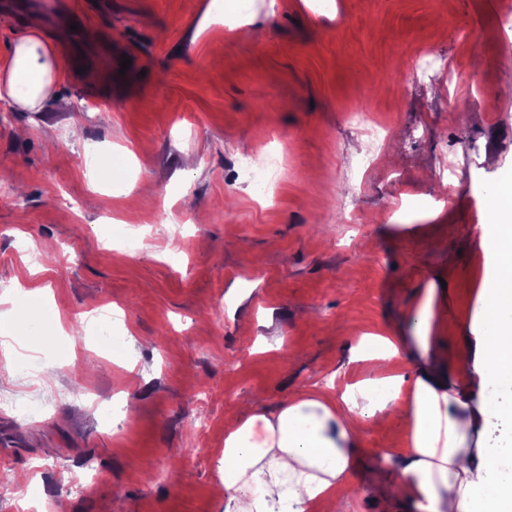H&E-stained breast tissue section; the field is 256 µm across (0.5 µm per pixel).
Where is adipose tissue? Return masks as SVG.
Instances as JSON below:
<instances>
[{"label": "adipose tissue", "mask_w": 512, "mask_h": 512, "mask_svg": "<svg viewBox=\"0 0 512 512\" xmlns=\"http://www.w3.org/2000/svg\"><path fill=\"white\" fill-rule=\"evenodd\" d=\"M63 37L28 30L0 66V101L44 111L61 75ZM480 226L486 266L470 319L472 341L445 357L437 336L435 286L402 312L396 335L365 345L387 373L345 387L294 393L270 413L255 412L224 432V512H312L350 499L365 423L404 410L408 450L389 472V506L409 512H512V477L498 471L489 439L512 403V187Z\"/></svg>", "instance_id": "ef3b65f1"}]
</instances>
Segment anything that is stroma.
Here are the masks:
<instances>
[{
  "instance_id": "35a3bbf8",
  "label": "stroma",
  "mask_w": 512,
  "mask_h": 512,
  "mask_svg": "<svg viewBox=\"0 0 512 512\" xmlns=\"http://www.w3.org/2000/svg\"><path fill=\"white\" fill-rule=\"evenodd\" d=\"M223 2L250 38L201 28L214 0H0V62L28 29L79 25L51 109L0 104V472L22 476L0 512H224L245 400L380 376L352 348L432 280L442 347L469 336L486 194L512 182L502 0ZM426 45L445 75L421 76ZM358 105L393 126L361 177ZM262 151L276 164L238 180ZM43 306L83 349L23 320ZM406 448L391 411L361 437L360 495L314 512H379L383 457Z\"/></svg>"
}]
</instances>
